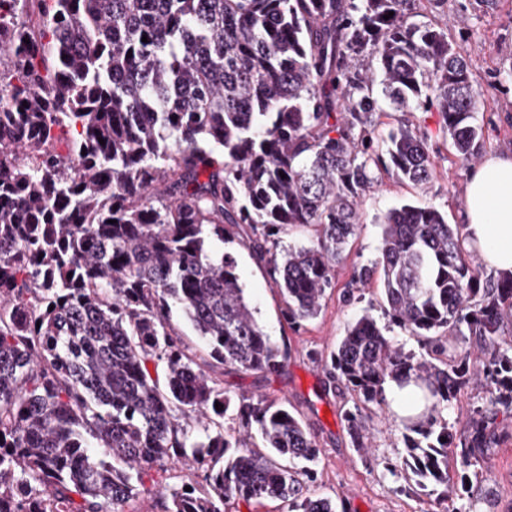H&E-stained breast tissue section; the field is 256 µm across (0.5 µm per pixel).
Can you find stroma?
I'll list each match as a JSON object with an SVG mask.
<instances>
[{
  "instance_id": "obj_1",
  "label": "stroma",
  "mask_w": 512,
  "mask_h": 512,
  "mask_svg": "<svg viewBox=\"0 0 512 512\" xmlns=\"http://www.w3.org/2000/svg\"><path fill=\"white\" fill-rule=\"evenodd\" d=\"M427 17L447 23L450 37L467 48L471 80L480 93L475 122L483 131L485 156L512 153V0H497L494 9L477 8L474 0H445L441 7L425 5ZM410 123L425 129L433 177L426 188L400 183L382 175L360 206L361 222L346 257L337 264L320 315L300 328H290L282 317L279 289L265 263L252 256L246 242L234 239L212 241L213 253L232 254L237 273L258 311V319L271 338L288 351L282 373L262 375L225 370L224 387L233 393L264 394L287 401L306 422L320 450L314 493L335 500L337 512H430L434 497L404 474H392L403 453L400 428L386 413L374 411L372 446L354 448L342 418L344 401L325 393L322 367L309 351L327 354L335 349L345 327L356 315L371 311L381 316L380 278L359 288L351 280L359 266L373 263L379 255L380 221L390 209L404 202L431 205L448 216L449 223L464 225L465 187L471 169L457 158L448 135L434 112L409 114ZM488 388L479 382L462 387L448 405L453 434L466 430L474 409L486 406ZM501 440L491 448L489 460L479 474L473 500L461 507L475 512H512V416L498 414L495 421Z\"/></svg>"
}]
</instances>
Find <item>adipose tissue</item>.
Masks as SVG:
<instances>
[{
	"label": "adipose tissue",
	"mask_w": 512,
	"mask_h": 512,
	"mask_svg": "<svg viewBox=\"0 0 512 512\" xmlns=\"http://www.w3.org/2000/svg\"><path fill=\"white\" fill-rule=\"evenodd\" d=\"M465 246L478 250L487 268L512 272V155L488 158L466 185Z\"/></svg>",
	"instance_id": "ef3b65f1"
}]
</instances>
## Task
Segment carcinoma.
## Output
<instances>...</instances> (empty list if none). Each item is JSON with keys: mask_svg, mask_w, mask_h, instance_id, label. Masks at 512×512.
Returning <instances> with one entry per match:
<instances>
[{"mask_svg": "<svg viewBox=\"0 0 512 512\" xmlns=\"http://www.w3.org/2000/svg\"><path fill=\"white\" fill-rule=\"evenodd\" d=\"M420 3L0 0V512H136L143 494L163 512H336L309 492L319 448L288 402L224 390V368L277 374L287 353L236 259L209 245L247 238L298 328L320 313L378 174L432 178L428 132L385 136L381 116L435 112L462 164L484 152L468 59L418 20ZM301 226L315 239L282 245ZM377 271L388 324L366 311L329 357H309L351 395L357 449L386 384L419 389L425 411L398 422L401 470L446 503L512 411V272L482 279L458 225L411 204L384 215L379 258L354 283ZM467 334L480 359L448 365ZM474 377L492 397L452 479L443 412ZM177 464L180 485L151 475Z\"/></svg>", "mask_w": 512, "mask_h": 512, "instance_id": "1", "label": "carcinoma"}]
</instances>
